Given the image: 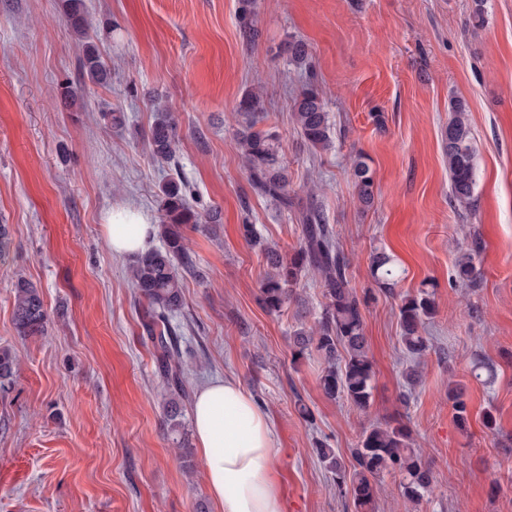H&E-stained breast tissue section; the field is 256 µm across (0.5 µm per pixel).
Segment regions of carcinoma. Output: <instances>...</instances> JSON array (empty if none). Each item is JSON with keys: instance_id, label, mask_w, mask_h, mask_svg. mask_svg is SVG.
<instances>
[{"instance_id": "obj_1", "label": "carcinoma", "mask_w": 512, "mask_h": 512, "mask_svg": "<svg viewBox=\"0 0 512 512\" xmlns=\"http://www.w3.org/2000/svg\"><path fill=\"white\" fill-rule=\"evenodd\" d=\"M255 0H239L238 22L243 42L256 40ZM70 25L83 42L79 72L83 79L102 85L109 70L102 60L98 45L90 35V23L85 16L83 0H65ZM284 52L296 65L310 71L308 45L291 37ZM236 112L240 117L236 149L247 173L251 190L258 196L286 210L293 205L289 192L288 173L280 154L279 135L270 129H259L263 119L259 95L246 93ZM448 125L442 135L443 155L448 164L449 196L457 206L467 209L474 202L476 186L475 150L465 100L455 98L449 103ZM293 121L304 143L315 152L333 148L329 113L322 91L315 78L307 76L294 96ZM153 158L159 163L175 161L179 139L175 124L168 113L160 110L147 134ZM175 176L162 187L163 220L158 234L163 246L140 255L129 268V279L139 300L146 302L150 336L157 349V370L167 391L164 418L168 435L177 450L187 446L183 405L189 399L184 372L180 363L179 337L174 335L170 318L183 306L181 268L192 266L186 247L185 227L203 223V215L190 204L186 184L179 166ZM349 178L357 190L359 201L369 206L374 198V177L366 158L358 154L352 160ZM302 227L299 248L284 255L275 247H264L268 271L260 284V301L269 312H279L296 294L299 282L311 277L323 288L326 303L314 325L293 331L292 361L297 363L315 353L323 361L319 376L323 394L334 399L346 398L361 411L369 408L373 394L374 370L364 333L363 310L370 295L358 297L350 286L347 271L349 260L339 248L332 228L321 209L311 205L298 217ZM480 252L478 240L459 249L455 258V276L459 284L476 288L480 283L475 260ZM370 273L375 286L384 294H393L405 270L384 251L371 256ZM435 313L432 293L426 289L406 295L399 306V336L402 348L414 364L403 372L409 387L421 381L420 361L429 349L423 336L425 320ZM47 313L39 290L30 282L19 279L15 284L13 321L22 336H40L44 332ZM16 358L11 349L0 347V379L13 375ZM471 372L486 384L494 382L497 366L487 360L474 359ZM460 383L448 384V400L452 401L459 424L467 420V408ZM315 453L324 467L336 477L339 489L350 487L355 512H375L381 492V479L386 473L402 476L403 496L412 503L435 495L434 476L422 453L414 447L410 428L372 424L364 429L356 448L353 463L346 466L343 457L327 444L320 442Z\"/></svg>"}]
</instances>
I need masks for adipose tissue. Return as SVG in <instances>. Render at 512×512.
Returning <instances> with one entry per match:
<instances>
[{
    "label": "adipose tissue",
    "mask_w": 512,
    "mask_h": 512,
    "mask_svg": "<svg viewBox=\"0 0 512 512\" xmlns=\"http://www.w3.org/2000/svg\"><path fill=\"white\" fill-rule=\"evenodd\" d=\"M103 231L113 253L135 257L150 249L156 228L149 214L125 204L113 207ZM192 425L216 512H283L271 421L238 381L204 384Z\"/></svg>",
    "instance_id": "1"
}]
</instances>
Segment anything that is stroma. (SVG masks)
I'll list each match as a JSON object with an SVG mask.
<instances>
[{"mask_svg": "<svg viewBox=\"0 0 512 512\" xmlns=\"http://www.w3.org/2000/svg\"><path fill=\"white\" fill-rule=\"evenodd\" d=\"M63 0H0V224L12 249L0 264V346L18 359L0 386V512H215L198 450L182 459L164 422L165 390L144 311L102 224L133 204L161 222L168 167L147 141L157 109L170 112L190 201L215 222L187 230L194 272L172 319L190 392L236 379L273 424L284 512H354L350 495L313 448L341 455L370 424L405 423L428 462L436 498L406 503L385 476L377 512H512V0H486V23L468 27L472 0H256L258 36H239L238 0H85L91 33L111 70L81 79V44ZM302 38L327 103L334 147L307 148L291 120L300 71L283 46ZM260 93L263 127L277 131L293 207L252 193L235 146L234 109ZM464 99L476 148L473 210L448 195L441 134L449 101ZM125 112V127L104 115ZM381 113L375 123L373 113ZM363 154L375 180L362 208L347 169ZM319 206L350 262L357 294L373 289L370 257L405 269L393 295L363 311L375 372L368 411L327 398L323 367L293 363L290 335L313 324L325 299L311 278L300 302L267 312L262 245L298 247L300 210ZM479 236L481 284L454 281L458 247ZM40 291L43 335L18 336L14 283ZM430 283L436 313L423 380L405 392L398 307ZM493 360V384L470 374ZM464 386L459 425L449 382ZM309 417H302L298 404ZM493 411L497 431L483 423Z\"/></svg>", "mask_w": 512, "mask_h": 512, "instance_id": "stroma-1", "label": "stroma"}]
</instances>
